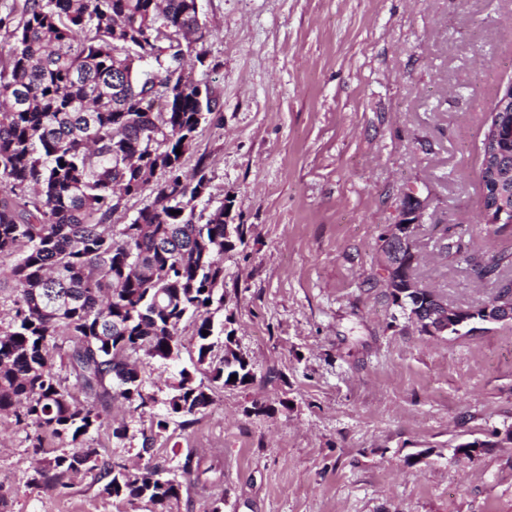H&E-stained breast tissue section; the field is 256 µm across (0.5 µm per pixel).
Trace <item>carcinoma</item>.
Returning a JSON list of instances; mask_svg holds the SVG:
<instances>
[{"label":"carcinoma","instance_id":"cac0c4a2","mask_svg":"<svg viewBox=\"0 0 512 512\" xmlns=\"http://www.w3.org/2000/svg\"><path fill=\"white\" fill-rule=\"evenodd\" d=\"M203 29L197 0H25L21 18L0 13L11 41L0 59V259L15 258L0 263V289L16 292L0 327V414L69 446L37 460L30 488L62 492L83 474L103 494L174 512L182 482L169 473L199 483L212 467L191 454L137 470L99 457L87 438L108 402L152 410L140 356L178 358L185 321L195 324L197 363L208 365L210 382L237 388L253 379L250 359L233 348L231 318L218 359L213 341V314L224 309L218 257L245 244L246 230L224 223L222 205L197 212L207 175L201 166L187 175L176 153L217 107L209 87L182 75ZM483 179L484 207L499 195L512 202L509 183L497 193L496 181ZM148 189L153 200L131 223H112L122 196ZM418 285L414 266L384 282L410 320L435 294ZM63 333L72 342L64 352L55 344ZM208 390L179 370L143 441L163 436L174 417L191 423L211 404Z\"/></svg>","mask_w":512,"mask_h":512}]
</instances>
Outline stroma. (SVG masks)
Listing matches in <instances>:
<instances>
[{"instance_id":"obj_1","label":"stroma","mask_w":512,"mask_h":512,"mask_svg":"<svg viewBox=\"0 0 512 512\" xmlns=\"http://www.w3.org/2000/svg\"><path fill=\"white\" fill-rule=\"evenodd\" d=\"M204 63L187 72L219 107L183 156L204 166L209 205L228 204L247 243L225 252L224 305L253 362L244 387L213 386L190 425L173 422L156 461L219 449L223 512H512V321L430 336L379 285L380 237L407 187L430 193L419 279L449 302L495 293L477 266L512 249L480 224L479 148L512 79V0H199ZM460 238L462 258L440 249ZM148 361L147 389L197 368ZM265 413L254 414L253 402ZM127 423L126 439L112 430ZM150 426L112 405L90 435L132 461ZM0 415V512H150L78 477L66 494L29 487L62 444ZM487 442L473 460L453 448Z\"/></svg>"}]
</instances>
